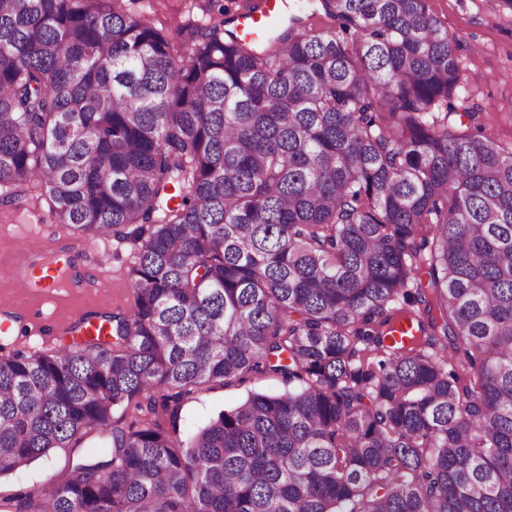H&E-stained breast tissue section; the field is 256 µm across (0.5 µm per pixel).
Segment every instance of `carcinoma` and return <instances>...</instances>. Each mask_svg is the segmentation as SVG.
<instances>
[{"mask_svg": "<svg viewBox=\"0 0 512 512\" xmlns=\"http://www.w3.org/2000/svg\"><path fill=\"white\" fill-rule=\"evenodd\" d=\"M321 3L178 52L125 0H0V204L136 245L106 333L0 358V477L71 462L0 512H512V144L428 0ZM283 383L273 377L249 375L242 382L224 387L219 383H207L188 400L182 411L181 427L189 429L206 423L212 415L229 408L246 398L248 393L264 390L278 393Z\"/></svg>", "mask_w": 512, "mask_h": 512, "instance_id": "cac0c4a2", "label": "carcinoma"}]
</instances>
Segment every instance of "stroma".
<instances>
[{"label": "stroma", "instance_id": "35a3bbf8", "mask_svg": "<svg viewBox=\"0 0 512 512\" xmlns=\"http://www.w3.org/2000/svg\"><path fill=\"white\" fill-rule=\"evenodd\" d=\"M252 0H133L132 11L150 17L160 30L184 42L193 28L220 19L234 20ZM430 9L450 34L461 40L460 66L469 84L458 100L459 107L477 105L489 116V132L503 142L512 141V9L503 0H429ZM38 239H57L67 244L72 260L70 275H88L86 288L60 289L44 294L33 289L26 305L15 302L12 285L5 275L21 258L23 247ZM132 241L98 243L91 237L74 239L70 229L57 224L47 204L28 190L9 206H0V316L11 320L9 334L0 335V356L21 350L27 353L58 345L68 326L66 316L78 312L86 317L127 308L128 270L134 260ZM280 380L247 376L231 386L202 385L182 411V428L206 423L212 415L264 390L281 392ZM68 455L58 451L38 460L17 474L0 479V495L9 496L26 488L35 490L64 478Z\"/></svg>", "mask_w": 512, "mask_h": 512}]
</instances>
